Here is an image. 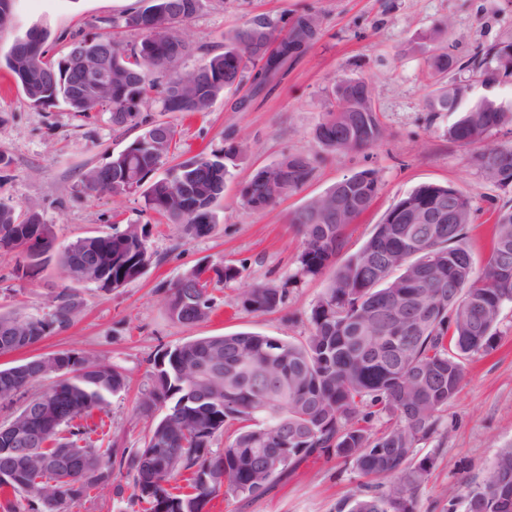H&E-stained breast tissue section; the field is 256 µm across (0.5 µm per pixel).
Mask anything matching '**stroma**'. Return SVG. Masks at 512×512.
Here are the masks:
<instances>
[{"instance_id":"35a3bbf8","label":"stroma","mask_w":512,"mask_h":512,"mask_svg":"<svg viewBox=\"0 0 512 512\" xmlns=\"http://www.w3.org/2000/svg\"><path fill=\"white\" fill-rule=\"evenodd\" d=\"M146 4L147 0H13V23L0 32V51L35 25L50 31L49 46L57 50L61 37L97 32L104 21ZM306 10L319 18L321 34L268 95L252 97L245 86L218 98L203 115L148 112L150 118L161 116L174 125L175 161L233 143L244 149L215 209L216 227L204 238L186 237L174 224L146 221L139 196L84 192L83 173L123 149L137 137V130L114 127L106 112L86 120L62 106L33 108L11 75L0 69V152L11 160L0 168V202L17 208L37 206L61 244L108 231L114 223L149 224L153 261L139 280L116 292L77 286L82 307L67 330L0 356V366L6 367L33 356L86 350L121 368L129 389L94 411L89 424L96 438L117 435L125 447L141 446L150 420L137 411V395L149 382L156 354L168 347L198 336L235 332L292 342L308 335V317L325 277L292 289L283 313H248L237 307V297L242 285L281 279L294 270L302 237L290 222L291 213L343 178L372 170L380 180L378 194L355 224L343 255L357 252L387 211L425 183H447L471 197L475 222L468 245L477 265H484L489 255L491 206L512 202V189H499L482 178L467 150L448 138L457 113L431 114L426 98L449 78L470 86L471 99L489 96L512 105V79L488 88L479 73L468 69L453 70L446 77L432 74L427 60L441 45L464 60L477 46L512 39V0H201L199 12L182 31L193 51L181 67L193 69L222 53L225 34ZM435 30L440 36L433 41L429 35ZM346 78L372 85L373 108L385 136L365 153L323 157L313 131L323 112L335 104L334 85ZM241 96L248 98V105L233 111L232 103ZM291 154L317 156L309 182L273 206L258 211L244 207L238 195L241 185L258 168ZM227 261L243 267V278L215 291L211 318L192 327L172 320L165 306L169 284L195 264ZM15 264V255L0 253V310L20 307L32 315L43 314L54 292L68 285L57 261L49 260L33 281L16 279ZM508 445L512 303L502 311L493 349L465 361L462 383L442 413L439 434L421 445L422 453L433 454L435 464L419 490V512H446L449 502L460 498L465 483L486 478L498 451ZM366 488V478L352 465L311 458L265 497H220L211 512H335L339 500Z\"/></svg>"}]
</instances>
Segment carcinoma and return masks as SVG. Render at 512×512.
<instances>
[{"instance_id":"cac0c4a2","label":"carcinoma","mask_w":512,"mask_h":512,"mask_svg":"<svg viewBox=\"0 0 512 512\" xmlns=\"http://www.w3.org/2000/svg\"><path fill=\"white\" fill-rule=\"evenodd\" d=\"M201 0H150L134 8L112 28L131 31L139 41L129 48L109 32L95 35L112 48V87L93 92L79 85L74 54L83 37H70L58 53L46 43L50 33L33 27L16 39L0 59L30 106L47 110L59 105L83 118L110 112L112 125L139 127L141 133L109 161L84 174L83 189L112 195H139L143 211L176 224L191 237L213 233V207L224 196L231 167L242 153L230 145L200 153L154 178L175 147V129L167 121H146L151 106L166 112H206L224 91L246 81L257 94L282 78L288 64L318 39L319 20L305 11L278 27L258 21L224 36V52L185 72L176 68L191 53L182 28ZM502 43L478 47L464 62L443 49L429 68L444 74L455 67L478 71L495 83L512 77L501 63ZM188 78L186 95L170 92L180 75ZM335 97H363L373 90L361 79H344ZM458 95L448 82L427 102L430 112L448 111ZM460 119L448 127V139L472 150L471 159L485 181L499 189L512 187V144L488 146L489 133L512 126V106L492 98L464 102ZM369 130L352 131L349 112L323 113L315 129L321 148L334 154L368 149L384 136L375 110L367 113ZM315 160L288 155L263 166L240 189L242 204L272 197L280 182L284 192L303 187ZM375 172L353 175L343 188L333 185L293 212L291 222L303 235L296 269L285 279L253 283L238 295V305L254 314L282 311L291 288L330 272L312 307L308 336L301 343L253 332L197 336L162 351L154 359L150 385L137 409L153 418L139 448L117 453L115 442L96 444L86 421L108 397L125 390L127 376L86 351L47 355L58 367V380L45 387L39 357L0 368V395L23 394L27 408L20 425L44 442L42 456L66 462L25 468L14 459L11 440L0 434V503L3 512H72L91 489L119 474L131 488L128 503L136 512H209L220 495L257 499L288 470L309 458L336 457L351 463L372 481L371 490L341 502L336 512H418L417 493L433 467L434 457L419 445L438 434L441 411L459 390L463 363L492 348L504 304L512 303V206L497 209L493 245L480 269L466 244L465 229L474 223L471 199L456 188L423 184L402 197L375 225L361 249L336 262L349 224L336 223L326 212L328 200L341 198L345 215L357 219L377 196ZM453 200L457 220L441 230L420 225L424 247L403 250L399 228L415 209H431ZM53 225L34 206L24 212L0 204V252L56 250L62 270L97 257L101 276L117 291L140 278L151 264L146 227L132 226L78 238L56 246ZM434 261L428 287L412 286L417 268ZM243 267L225 263L209 269L193 266L167 289L170 317L185 326L209 320L215 309L210 286L242 279ZM409 294L422 308L410 323L393 321L395 299ZM80 305L72 288H63L43 315L20 309L0 312V355L29 348L67 329ZM278 356L268 376L270 356ZM385 415L393 424L375 436L369 423ZM236 426L224 447L213 445L225 429ZM185 479L186 490L175 485ZM465 512H512V445L500 449L488 476L467 488Z\"/></svg>"}]
</instances>
